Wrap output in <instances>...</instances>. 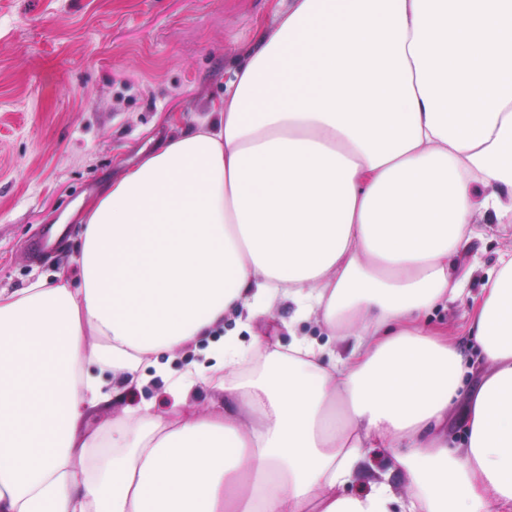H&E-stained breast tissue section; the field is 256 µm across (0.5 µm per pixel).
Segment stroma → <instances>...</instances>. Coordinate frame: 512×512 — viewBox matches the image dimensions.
I'll return each mask as SVG.
<instances>
[{
    "instance_id": "stroma-1",
    "label": "stroma",
    "mask_w": 512,
    "mask_h": 512,
    "mask_svg": "<svg viewBox=\"0 0 512 512\" xmlns=\"http://www.w3.org/2000/svg\"><path fill=\"white\" fill-rule=\"evenodd\" d=\"M274 0H0V290H17L70 270L80 227L69 213L101 194L140 159L181 134L170 116L192 121L224 95V86L274 23ZM61 244L31 246L50 225ZM512 235L476 241L467 295L432 312L429 326L457 341L467 333L477 295ZM288 303L248 328L224 331L243 342L324 336L315 319L296 320ZM194 352L172 360L131 403L171 401L167 376Z\"/></svg>"
}]
</instances>
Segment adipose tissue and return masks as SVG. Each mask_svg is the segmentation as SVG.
Masks as SVG:
<instances>
[{"label": "adipose tissue", "mask_w": 512, "mask_h": 512, "mask_svg": "<svg viewBox=\"0 0 512 512\" xmlns=\"http://www.w3.org/2000/svg\"><path fill=\"white\" fill-rule=\"evenodd\" d=\"M72 216L74 274L0 290V512H512V248L470 305L460 445L463 356L427 326L479 219L512 228V0H290L204 118ZM283 299L343 356L228 336L223 382L192 363L166 410L129 404L143 364ZM478 354L469 350L467 357L470 362L464 364V372L460 379L459 385V404L456 410L455 418L451 422L450 429L455 434L459 441H461L466 435V424L461 422V415L464 408L467 406L469 398L479 383L481 372L477 361Z\"/></svg>", "instance_id": "adipose-tissue-1"}]
</instances>
